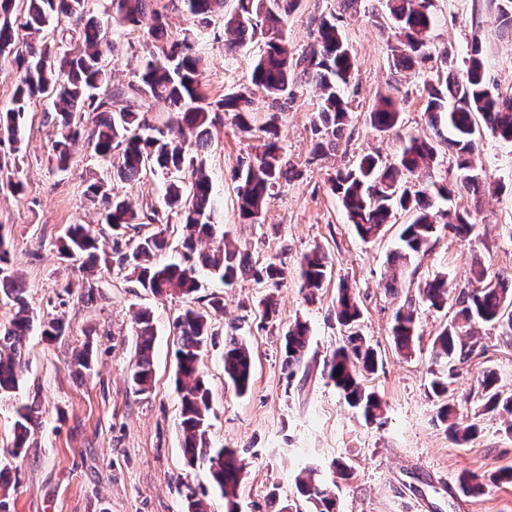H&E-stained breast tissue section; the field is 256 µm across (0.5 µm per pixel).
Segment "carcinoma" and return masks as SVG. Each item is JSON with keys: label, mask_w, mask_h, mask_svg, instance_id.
Here are the masks:
<instances>
[{"label": "carcinoma", "mask_w": 512, "mask_h": 512, "mask_svg": "<svg viewBox=\"0 0 512 512\" xmlns=\"http://www.w3.org/2000/svg\"><path fill=\"white\" fill-rule=\"evenodd\" d=\"M193 17V27L176 37L166 28V0H111V27L105 28L92 15L88 0H23V12H15L16 0H0V50H14L12 63L19 72L16 88L7 106L0 109V142H8L12 151H23L22 125L26 112L36 102L49 107L47 118L56 128L54 162L65 170L72 159L73 145L85 139L95 153L116 160L113 175L135 182L147 173L170 174L162 204H146L147 212L139 214L124 200L111 193L107 180L96 178L86 185L84 196L102 207L103 220L114 229L140 226L144 217L150 224H168L170 216L182 225V262L162 263L159 257L170 248L166 230L160 229L133 241H113L117 263L132 268L134 281L157 296L190 295L201 288L198 273L205 269L226 285L247 276L258 284L280 286L284 270L274 263L260 268L226 239L203 252L198 244L215 238L212 222L211 179L200 155L212 140L214 115L232 113L234 124L243 132L263 133V151L255 160L234 171L238 182V214L244 224H254L262 216L272 190L283 175L280 146L277 141L276 115L256 128L251 123L253 95L261 93L276 103L290 95L292 89L308 81L320 90V108L314 113L315 154H325L336 147V140L349 124L351 116L345 88L353 70L349 45L336 25L319 20L317 35L306 51L295 56L288 52L285 26L288 15L300 0H237L236 9L224 15V33L230 51H239L261 36L265 49L251 69L250 85L212 99L200 77L202 56L199 37L214 17L224 9V0H180ZM430 0H387V7L398 30L392 47L395 67L412 69L427 57V34L434 22ZM75 16L83 23L81 30L60 31L57 50L37 38L49 29L59 15ZM144 28L152 47L150 59L127 84L112 85L105 55L114 53L124 31ZM120 101L125 106L116 108ZM167 105L168 118L158 125L150 117L153 103ZM425 113L436 131L446 130L448 149L456 153L457 181L473 195L484 186V177L473 164L472 154L478 125L500 140L512 142V95L495 94L487 87L482 64L470 58L466 76L454 74L427 88ZM400 109L396 99L382 98L368 113L372 129L389 132L398 127ZM436 149L427 138L411 136L405 140L394 164H383L367 154L356 168L338 172L331 190L336 195L358 236L376 239L391 223L398 209L414 214L411 223L403 225L399 247L390 257L393 266L386 287L395 290L399 269L413 258L425 255L436 233L439 220L448 212L433 211L432 198L443 199L453 193L447 185L428 181L435 162ZM415 178L418 188L402 183V175ZM0 187L14 194L23 191V182L0 164ZM62 257L94 265L99 259V239L88 224L68 226L59 247ZM9 250L0 235V296L12 302L15 314L9 324L0 326V395L19 389L23 381L24 340L34 327L29 314L26 288L21 277L7 272ZM328 255L315 250L304 256L301 264L303 287L311 292L322 288L331 272ZM472 289L458 297L460 309L456 319L436 336L432 343L433 361L440 365L456 359L465 361L473 346L463 339L464 329L477 323H493L512 335V277L490 276L488 268L477 263L470 269ZM452 282L448 273L440 272L425 282L420 294L434 308L448 300ZM336 323L348 335L342 344L324 358L322 375L340 391L349 407L366 421L375 422L383 414L381 397L366 385L374 373L378 356L357 329L361 309L355 293L348 287L338 289L333 310ZM135 358L129 381L137 393L147 392L153 377V350L156 331L151 313L140 310L134 316ZM41 335L57 338L64 335L66 322L55 318L40 325ZM179 336L175 352L176 375L180 390V426L183 447L189 465L208 464L213 482L224 497L227 512H235L238 486L243 470L242 460L228 448L215 449L208 438L211 392L200 369L201 354L212 340L207 312L185 309L175 320ZM240 327L230 326L224 339V378L234 389L247 392L252 374V351L237 334ZM417 321L414 309L400 307L395 314L392 337L396 349L408 356L414 352ZM309 346V327L297 319L283 335V355L289 373L304 364ZM439 373L430 383L434 396L442 400L437 418L447 426L451 438L458 443L473 441L478 433L475 423L462 425L453 418L448 402V379ZM483 409L512 416V393L499 389L495 373L486 371L478 379ZM35 406L18 410L14 426V452L25 448L30 426L38 416ZM465 493H479L484 479L464 473L459 478ZM297 491L309 504L310 512H336L332 490L309 469L296 480Z\"/></svg>", "instance_id": "obj_1"}]
</instances>
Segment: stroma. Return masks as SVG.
Listing matches in <instances>:
<instances>
[{
    "label": "stroma",
    "instance_id": "obj_1",
    "mask_svg": "<svg viewBox=\"0 0 512 512\" xmlns=\"http://www.w3.org/2000/svg\"><path fill=\"white\" fill-rule=\"evenodd\" d=\"M499 0H432L434 24L428 57L412 70L394 66L393 23L385 0H301L287 21L288 50L300 53L315 34V19L336 24L349 44L354 70L347 97L352 118L335 151L312 154L311 120L319 106L315 82L295 88L277 108L255 97L254 123L277 111L281 157L289 173L275 187L264 215L254 224L238 217L232 175L261 150L258 138L241 133L231 118L217 123L205 157L217 209V234L248 251L253 262L277 263L285 270L281 286L267 291L252 279L224 285L201 273L193 300L158 297L138 288L128 268L98 263L86 269L61 257L58 248L71 224L91 225L100 245L111 249L116 235L132 238L141 230L115 233L101 222L99 207L83 195L89 177H106L109 163L92 147L75 145L71 164L59 170L52 160L56 138L44 116L45 104L32 106L24 125V153L0 145V162L16 163L24 183L20 194L0 191V234L11 253L10 267L23 278L36 322L64 318V336L51 340L32 331L25 341L23 383L0 397V480L7 486L10 512H187L189 497L205 500L208 512H225L224 499L205 467L188 466L179 425L174 321L187 307L207 306L217 296L224 309L211 315L214 338L201 357L212 392L209 438L212 447L235 449L244 463L238 512H276L288 506L304 512L295 478L305 468L333 490L338 512H512V483H486L476 495L464 494L459 477L474 471L492 475L512 466V417L481 409L476 378L494 371L504 392H512V338L490 323L474 325L469 341L475 352L457 364L449 386L458 420L477 423L478 435L455 442L438 421V402L429 391L432 341L455 315L456 296L444 307L424 302L418 287L438 272H448L457 288L467 286L469 268L482 260L490 273H512V143L488 131L476 136L475 165L487 181L485 193L455 189L444 207L469 213L472 232L465 237L440 229L427 255L407 266L398 291L386 289L388 258L411 213L397 212L385 233L362 241L348 223L331 179L353 168L366 154L395 162L401 142L411 135L431 136L425 107L427 86L448 72L466 74V60L479 49L485 82L495 93L512 94V28L498 21ZM117 56L107 57L112 80L125 83L141 68L149 51L142 31L126 33ZM222 20H214L204 44L201 80L220 97L246 84L264 45L254 39L241 52L225 51ZM400 103L402 122L388 133L372 129L367 116L383 97ZM166 180L147 174L134 183L111 181L113 195L133 208L160 201ZM332 261L323 288L309 294L300 284L301 261L315 248ZM358 294L360 329L381 363L367 384L385 404L381 418L369 423L349 408L321 375L324 357L342 342L332 311L339 284ZM273 293L276 319L262 316V298ZM412 300L419 339L411 357L393 346L391 328L397 309ZM153 314L157 336L153 384L138 394L128 383L134 358L133 314ZM301 320L310 329L304 365L288 377L282 364V337ZM242 327L254 353L252 385L240 394L224 380V336L230 324ZM91 344L94 370L78 374L73 357ZM37 402L40 413L25 448L14 453V423L20 405ZM347 463L343 479L332 461Z\"/></svg>",
    "mask_w": 512,
    "mask_h": 512
}]
</instances>
